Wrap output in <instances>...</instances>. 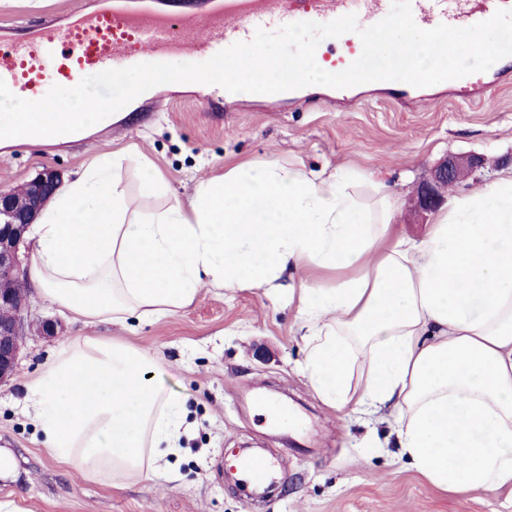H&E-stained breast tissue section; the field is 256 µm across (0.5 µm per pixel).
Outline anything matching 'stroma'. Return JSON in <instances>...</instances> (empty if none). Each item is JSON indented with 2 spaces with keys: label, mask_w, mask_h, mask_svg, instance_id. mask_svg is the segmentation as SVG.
Wrapping results in <instances>:
<instances>
[{
  "label": "stroma",
  "mask_w": 512,
  "mask_h": 512,
  "mask_svg": "<svg viewBox=\"0 0 512 512\" xmlns=\"http://www.w3.org/2000/svg\"><path fill=\"white\" fill-rule=\"evenodd\" d=\"M80 2L0 0V24L24 26ZM200 91L194 83L155 87L149 95L159 100L157 111L133 109L92 138L0 156V189L45 169L73 176L100 142L134 155L119 176L138 218L189 204L202 179L243 162L329 172L347 166L406 201L451 154L485 160L475 177L448 189L451 200L512 170V87L485 105L427 101L414 112L388 101L336 112L314 93L279 108L258 96L225 100L215 112L198 102ZM143 159L164 173L167 193L141 195ZM297 285L291 271L272 297L260 288H205L173 316L123 325L86 326L32 297L27 321L54 320L60 334H29L13 378L0 386V502L15 512H512V499L501 494L433 486L397 448L385 446L393 428L388 414L339 412L322 403L302 372L301 323L288 302ZM85 335L149 351L157 380L183 401L188 432L166 470L110 482L83 477L43 450L22 408L26 386L63 343ZM246 448L262 449L274 463L275 497H242L229 459Z\"/></svg>",
  "instance_id": "obj_1"
}]
</instances>
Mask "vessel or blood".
I'll list each match as a JSON object with an SVG mask.
<instances>
[{
  "instance_id": "obj_1",
  "label": "vessel or blood",
  "mask_w": 512,
  "mask_h": 512,
  "mask_svg": "<svg viewBox=\"0 0 512 512\" xmlns=\"http://www.w3.org/2000/svg\"><path fill=\"white\" fill-rule=\"evenodd\" d=\"M418 26L439 24L468 27L489 19L497 9H511L512 0H411ZM391 0H210L202 13L178 15L154 6L131 8L127 0H95L70 16L48 17L16 28H0V88L18 90L25 99H41L49 84L75 86L81 76L139 63H165L189 54L209 60L239 41L251 40L257 29L312 21L327 23L356 14L360 27L383 19ZM512 83V65L415 87L398 81L369 83L372 96H389L412 108L426 98H463L490 103L496 92ZM244 484L259 488L270 481L267 459L243 461Z\"/></svg>"
}]
</instances>
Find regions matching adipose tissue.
<instances>
[{"label":"adipose tissue","mask_w":512,"mask_h":512,"mask_svg":"<svg viewBox=\"0 0 512 512\" xmlns=\"http://www.w3.org/2000/svg\"><path fill=\"white\" fill-rule=\"evenodd\" d=\"M75 95L67 112L0 113V148L61 145L112 123ZM106 150L59 185L31 224L28 276L41 298L84 324L157 320L202 285L270 286L284 272L352 269L329 286L306 277L297 310L303 373L329 407L390 406L397 445L444 491L512 498V175L439 211L419 241L393 234L398 203L350 168L236 165L189 206L131 216ZM133 345L79 336L28 386L43 448L93 478L163 468L184 433V404Z\"/></svg>","instance_id":"1"}]
</instances>
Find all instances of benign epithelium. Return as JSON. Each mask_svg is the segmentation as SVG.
I'll list each match as a JSON object with an SVG mask.
<instances>
[{
    "label": "benign epithelium",
    "mask_w": 512,
    "mask_h": 512,
    "mask_svg": "<svg viewBox=\"0 0 512 512\" xmlns=\"http://www.w3.org/2000/svg\"><path fill=\"white\" fill-rule=\"evenodd\" d=\"M480 166L477 158L446 157L418 190L412 211H436L444 203V192ZM60 183L57 171L45 169L18 188L0 189V384L13 377L29 329L24 321L29 290L20 246L27 228Z\"/></svg>",
    "instance_id": "benign-epithelium-1"
}]
</instances>
